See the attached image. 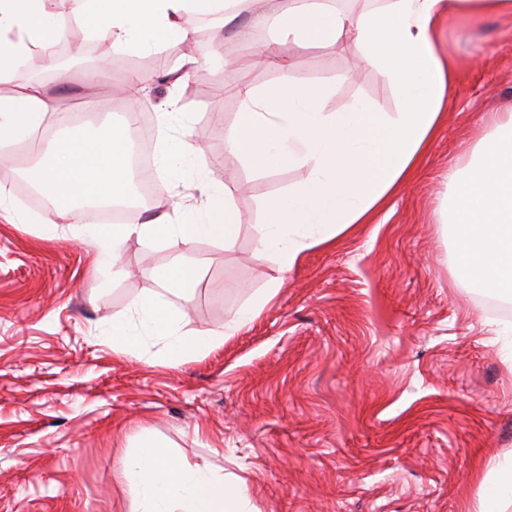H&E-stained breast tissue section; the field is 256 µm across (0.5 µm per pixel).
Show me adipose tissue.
Returning <instances> with one entry per match:
<instances>
[{
    "label": "adipose tissue",
    "mask_w": 512,
    "mask_h": 512,
    "mask_svg": "<svg viewBox=\"0 0 512 512\" xmlns=\"http://www.w3.org/2000/svg\"><path fill=\"white\" fill-rule=\"evenodd\" d=\"M80 23L108 34L113 48L141 52L168 42L190 41L194 22L223 15L233 5L253 9L262 0H78ZM48 0H0V85L32 51L53 57L63 28ZM512 15V0H386L377 13H338L327 0H293L279 20L289 32L319 43L348 44L367 64L383 71L407 106L381 112L357 101L347 111L327 112L323 92L310 90L288 55L259 51L280 73L270 92L239 88L241 112L225 137L229 156L260 171L305 167L306 181L264 203L255 227L254 256L291 269L300 254L364 223L418 164L443 117L457 63L438 47L436 35L449 16ZM55 112L39 83L0 96V150L19 144L40 156L35 186L53 211L84 225L95 250L97 272L125 275L121 253L130 238L171 249L156 269L167 288L192 287L200 274L193 247L209 241L231 248L240 231L234 192L209 193L206 219L176 224L168 217L149 224L97 223L98 203L128 199L134 112L82 139L37 140ZM448 201L441 212L454 240V263L465 279L512 296V107L494 115L471 160L447 175ZM271 282L219 330L186 329L180 310L161 294L135 298L114 318L108 338L121 353H137L145 339L161 345L159 358L175 364L223 345L275 298ZM118 475L135 491L136 512H247L240 486L206 465L188 462L155 440L119 457Z\"/></svg>",
    "instance_id": "1"
}]
</instances>
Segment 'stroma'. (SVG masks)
Instances as JSON below:
<instances>
[{"mask_svg": "<svg viewBox=\"0 0 512 512\" xmlns=\"http://www.w3.org/2000/svg\"><path fill=\"white\" fill-rule=\"evenodd\" d=\"M457 77L418 168L373 213L334 243L301 254L290 271L254 257L263 203L305 181L304 167L266 173L224 160V135L241 103L236 87L274 89L278 72L248 61L220 90L189 95L149 77L142 97L152 155L188 139L191 163L154 166L157 200L142 223L204 217L205 190L237 189L242 227L232 250L201 241L205 272L189 299L174 298L191 330L219 329L252 295L280 281L276 298L222 347L170 366L155 346L135 355L104 338L132 299L161 292L164 247L130 239L127 273L102 278L84 227L53 215L20 185L31 160L15 147L0 159V512H135L113 460L143 437L188 461L238 478L251 512H512L490 501V462H512V312L489 307L467 285L441 222L448 170L464 166L490 113L512 106V16L447 19L439 33ZM287 52L300 78L328 89V112L364 100L383 112L402 102L379 70L348 47L309 40ZM103 79L74 69L45 93L67 111L44 126L52 140L119 119L93 111L122 97L126 75L104 52ZM178 109L159 118L169 101ZM53 220L45 238L40 219Z\"/></svg>", "mask_w": 512, "mask_h": 512, "instance_id": "35a3bbf8", "label": "stroma"}]
</instances>
